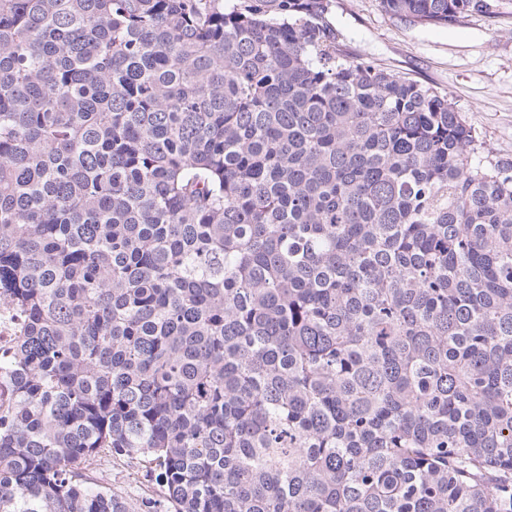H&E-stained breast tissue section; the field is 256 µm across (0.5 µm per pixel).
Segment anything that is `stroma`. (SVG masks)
<instances>
[{
	"label": "stroma",
	"mask_w": 512,
	"mask_h": 512,
	"mask_svg": "<svg viewBox=\"0 0 512 512\" xmlns=\"http://www.w3.org/2000/svg\"><path fill=\"white\" fill-rule=\"evenodd\" d=\"M343 51L447 94L494 155L512 159V0L448 26L406 25L380 0H337Z\"/></svg>",
	"instance_id": "35a3bbf8"
}]
</instances>
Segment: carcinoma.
Masks as SVG:
<instances>
[{"mask_svg": "<svg viewBox=\"0 0 512 512\" xmlns=\"http://www.w3.org/2000/svg\"><path fill=\"white\" fill-rule=\"evenodd\" d=\"M335 11L0 0V512H512V161ZM97 470L99 476L102 477L101 483L111 485L124 492L131 499H137L142 489L146 486H151L147 480L139 476V482H131L127 478V474L134 472L135 469L121 463L120 461H113L109 457L103 456L98 461Z\"/></svg>", "mask_w": 512, "mask_h": 512, "instance_id": "carcinoma-1", "label": "carcinoma"}]
</instances>
